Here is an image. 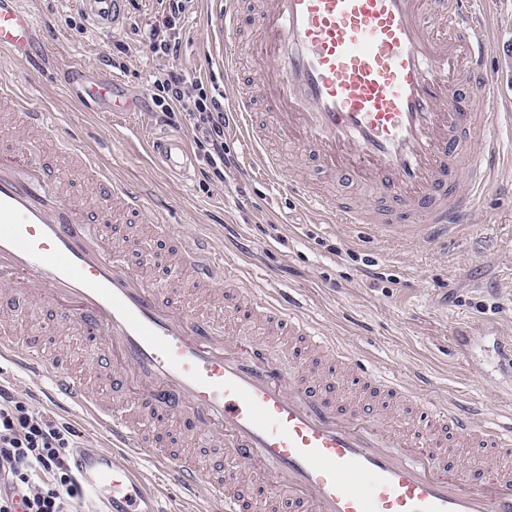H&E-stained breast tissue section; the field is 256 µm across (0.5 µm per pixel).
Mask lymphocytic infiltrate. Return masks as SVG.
I'll use <instances>...</instances> for the list:
<instances>
[{"instance_id": "f902f5d3", "label": "lymphocytic infiltrate", "mask_w": 512, "mask_h": 512, "mask_svg": "<svg viewBox=\"0 0 512 512\" xmlns=\"http://www.w3.org/2000/svg\"><path fill=\"white\" fill-rule=\"evenodd\" d=\"M156 2L151 51L163 62L152 83L157 115L184 113L207 163L202 177H223L235 166L224 147V99L176 64L179 22L192 0ZM78 445L69 424L33 409L10 384L0 383V512H79L82 482L69 454Z\"/></svg>"}]
</instances>
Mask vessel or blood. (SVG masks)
Listing matches in <instances>:
<instances>
[{
	"label": "vessel or blood",
	"mask_w": 512,
	"mask_h": 512,
	"mask_svg": "<svg viewBox=\"0 0 512 512\" xmlns=\"http://www.w3.org/2000/svg\"><path fill=\"white\" fill-rule=\"evenodd\" d=\"M221 64H239L245 35L238 0H212ZM93 27L120 22L125 0H77ZM252 84L224 110L264 177L327 224L361 226L376 239L446 245L470 223L476 196L493 190L505 154L502 111L486 61L495 43L479 0H269L256 12ZM35 21L21 0H0V51L34 58ZM113 112H136L114 79L87 88ZM29 138L0 152V311L41 307L48 336L76 329L93 339L89 373L40 341L0 331V356L47 380L54 397L85 413L110 443L74 462L108 512H168L127 463L145 456L206 512H512V422L446 408L383 379L338 351L291 299L249 294L232 271L217 276L207 242L185 236L164 209L113 181L73 143L98 209L63 197L36 138L52 137L50 113L13 90ZM483 111H476V104ZM309 151L329 182L357 184L362 203L305 180L285 179L288 161L270 130ZM149 151L179 177L194 165L186 143L161 138ZM151 210L167 245L164 267L183 276L161 287L132 262L116 215ZM202 301L193 306L182 295ZM289 358L281 367L274 351ZM108 385L110 398L100 396ZM193 433L254 474L217 473L164 446ZM482 458L472 467L471 456Z\"/></svg>",
	"instance_id": "obj_1"
}]
</instances>
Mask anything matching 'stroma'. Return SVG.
Wrapping results in <instances>:
<instances>
[{"label":"stroma","instance_id":"obj_1","mask_svg":"<svg viewBox=\"0 0 512 512\" xmlns=\"http://www.w3.org/2000/svg\"><path fill=\"white\" fill-rule=\"evenodd\" d=\"M21 2L36 18L42 58L35 64L0 54V81L57 113L56 139L91 146L117 180L163 204L182 233L209 237L225 264L246 271L256 294L292 292L321 332L366 367L419 386L433 400L479 406L485 419L512 417V368L501 363L490 339L495 332L512 335V162L498 171V191L477 199L473 223L448 245L359 239L346 225L311 222L288 194L262 181L233 134L224 142L237 166L220 180L203 182L200 157L185 180L151 160L147 144L154 134H189L182 114L162 120L153 112L157 62L147 19L154 0H127L123 21L104 33L89 27L75 0ZM205 2L195 0L182 23L179 62L190 77L227 95L255 77L250 42L239 45L238 69L224 71ZM484 7L497 36L488 67L502 97L512 99V0H484ZM120 43L125 52H117ZM74 63L85 65V81L118 77L141 111L105 112L84 100V81L67 77ZM0 379L70 423L86 447H106L85 414L50 397L47 381L32 379L7 358H0Z\"/></svg>","mask_w":512,"mask_h":512}]
</instances>
